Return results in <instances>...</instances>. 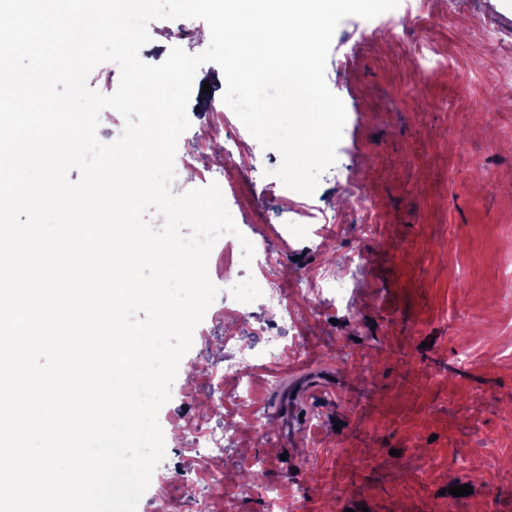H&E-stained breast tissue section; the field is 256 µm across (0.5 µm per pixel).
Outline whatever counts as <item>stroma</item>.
Instances as JSON below:
<instances>
[{
	"instance_id": "1",
	"label": "stroma",
	"mask_w": 512,
	"mask_h": 512,
	"mask_svg": "<svg viewBox=\"0 0 512 512\" xmlns=\"http://www.w3.org/2000/svg\"><path fill=\"white\" fill-rule=\"evenodd\" d=\"M426 3L420 24L385 12L398 33L393 43L379 29L356 41L342 20L326 64L327 84L347 110L342 143L350 151L341 160L372 190L382 215L376 234H364L354 214L340 251L282 240L280 226L295 215L272 174L280 157L247 137L256 167L239 176L230 212L280 257L284 285L320 263L342 269L352 250L365 257L362 281L339 313L295 300L308 360L236 387L197 374V366L223 364L225 337L260 343L254 329L269 313L254 301L246 322L228 320L225 307L251 293L254 271L237 247L233 279L221 282L224 252L210 253L219 294L158 415L169 512H192L206 499L268 512L264 488L273 484L287 489L288 512H512V105L493 96L494 82L512 86V56L471 39L488 27L512 41V0ZM205 29L200 21L181 34L174 21H155L141 58L163 62L169 48L161 39L173 33L178 46L200 53L209 45ZM197 76L211 93L204 100L192 92L188 117L203 130L218 120L225 82L213 63ZM175 164L177 195L224 168L210 151H181ZM300 376L315 378L317 393L284 403ZM251 409L262 422H245ZM203 412L211 425L233 420L239 430L213 474L178 432L186 416ZM312 428L314 446L305 440ZM255 471L261 484L249 480ZM465 484L472 494H451Z\"/></svg>"
}]
</instances>
